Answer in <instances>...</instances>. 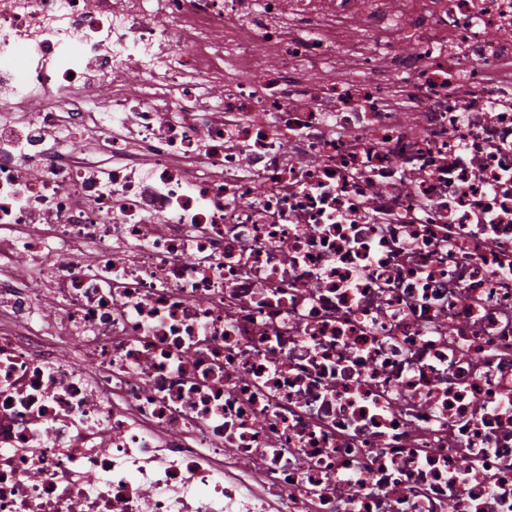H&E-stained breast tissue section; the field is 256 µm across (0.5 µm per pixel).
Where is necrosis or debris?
Wrapping results in <instances>:
<instances>
[{
  "mask_svg": "<svg viewBox=\"0 0 512 512\" xmlns=\"http://www.w3.org/2000/svg\"><path fill=\"white\" fill-rule=\"evenodd\" d=\"M0 512H512V0H0Z\"/></svg>",
  "mask_w": 512,
  "mask_h": 512,
  "instance_id": "obj_1",
  "label": "necrosis or debris"
}]
</instances>
